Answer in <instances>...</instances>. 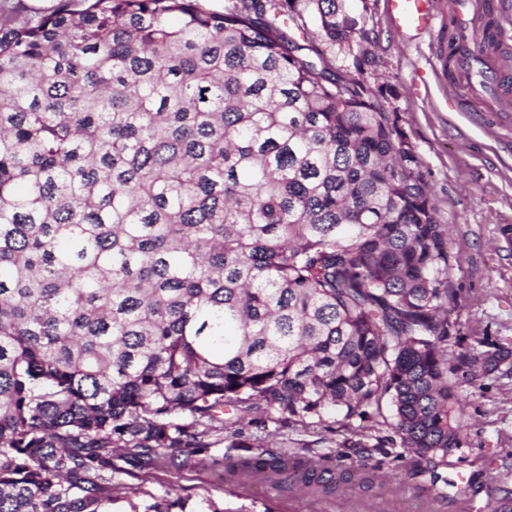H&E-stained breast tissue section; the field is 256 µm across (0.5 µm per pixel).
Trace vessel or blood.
<instances>
[{
  "mask_svg": "<svg viewBox=\"0 0 512 512\" xmlns=\"http://www.w3.org/2000/svg\"><path fill=\"white\" fill-rule=\"evenodd\" d=\"M389 12L398 30H428L435 19L434 0H388ZM458 19L455 42L463 48L456 54V69L479 97L495 104L499 126L512 131V27L502 26L494 50H472L474 32L483 18L489 0H449Z\"/></svg>",
  "mask_w": 512,
  "mask_h": 512,
  "instance_id": "b4317fda",
  "label": "vessel or blood"
}]
</instances>
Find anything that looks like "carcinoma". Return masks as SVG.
I'll return each instance as SVG.
<instances>
[{
    "label": "carcinoma",
    "mask_w": 512,
    "mask_h": 512,
    "mask_svg": "<svg viewBox=\"0 0 512 512\" xmlns=\"http://www.w3.org/2000/svg\"><path fill=\"white\" fill-rule=\"evenodd\" d=\"M349 2L0 18V512H112L114 458L203 463L244 422L264 436L228 450L287 477L268 425L332 410L460 447L457 256L387 88L316 46L363 35Z\"/></svg>",
    "instance_id": "carcinoma-1"
}]
</instances>
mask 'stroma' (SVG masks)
Returning a JSON list of instances; mask_svg holds the SVG:
<instances>
[{
    "mask_svg": "<svg viewBox=\"0 0 512 512\" xmlns=\"http://www.w3.org/2000/svg\"><path fill=\"white\" fill-rule=\"evenodd\" d=\"M364 28L363 47L371 61L363 69L354 68L345 49L327 51L326 57L349 78L393 88L385 109L398 113L438 221L449 230L458 261L448 276L456 294L448 357L466 378L462 445L449 450L441 465L429 455H409L383 427L369 430L361 447L347 448V431L330 413L322 425L282 427L274 451L305 461L331 458L356 471L361 483L300 489L290 481L261 477L256 487L271 494L273 512H284L298 490L309 512H345L356 500L371 512H425L419 490L428 486L452 499L472 497L493 505L512 490V458L505 454L512 448V376L482 375L472 356L481 338L512 348V143L497 137L487 101L448 75L445 58L454 26L447 7L438 6L431 31L401 32L387 0H368ZM452 93L462 99V111H449ZM171 487L187 498L190 512H235L242 504L225 491L219 469L157 464L113 484L112 512H130L131 503Z\"/></svg>",
    "mask_w": 512,
    "mask_h": 512,
    "instance_id": "obj_1",
    "label": "stroma"
}]
</instances>
